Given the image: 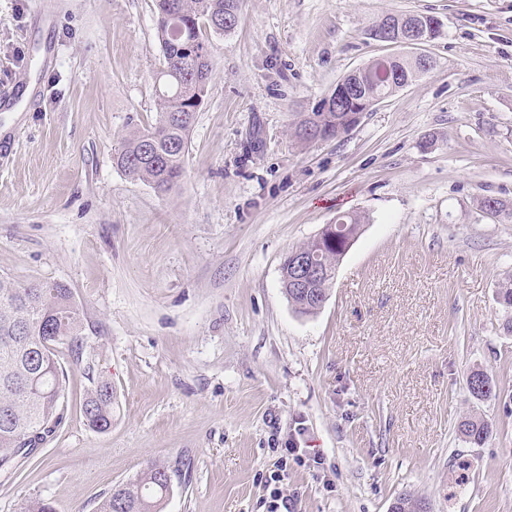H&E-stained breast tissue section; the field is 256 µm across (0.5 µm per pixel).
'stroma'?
I'll return each instance as SVG.
<instances>
[{"label": "stroma", "mask_w": 512, "mask_h": 512, "mask_svg": "<svg viewBox=\"0 0 512 512\" xmlns=\"http://www.w3.org/2000/svg\"><path fill=\"white\" fill-rule=\"evenodd\" d=\"M0 0V278L60 282L83 320L58 346L63 419L0 470V512L38 500L95 512L146 462L180 466L162 512H512V0H244L209 34L212 79L167 195L114 148L154 126L163 66L154 0ZM424 14L439 38L373 40L382 15ZM434 66L342 136L299 143L297 113L383 56ZM366 217L324 306L295 312L288 251ZM495 397L474 400L472 371ZM109 380L108 432L80 404ZM482 418L480 447L456 433ZM298 458L283 459L287 441ZM468 391L471 397L477 400L490 398L492 395L496 396V386L492 379L483 371H474L469 376ZM487 386V390L484 391L483 387ZM457 432L465 441L482 446L490 438L492 429L488 422L474 415L461 417L457 424Z\"/></svg>", "instance_id": "1"}]
</instances>
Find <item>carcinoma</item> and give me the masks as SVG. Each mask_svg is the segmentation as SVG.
Instances as JSON below:
<instances>
[{
    "mask_svg": "<svg viewBox=\"0 0 512 512\" xmlns=\"http://www.w3.org/2000/svg\"><path fill=\"white\" fill-rule=\"evenodd\" d=\"M158 40L164 65L176 70L157 92L158 118L146 129H136L122 137L115 148L114 163L125 175L148 183L156 192L176 187L184 173L183 158L193 124L181 116L203 104L212 77V61L203 48L205 24L215 18L239 15L242 0H155ZM397 31L411 22L422 23L431 39L441 35L433 28V17L421 14L388 15ZM427 68L418 59L380 57L352 71L346 81L357 87L359 97L370 111L379 101L415 80ZM351 104L334 100L328 111L301 112L292 135L300 142L334 138L347 131ZM480 207L494 212L504 224L512 223V203L486 197ZM346 235L355 238L365 217L346 214L336 218ZM319 250L323 274L314 284L328 299L340 263L336 238L324 232L296 248L298 252ZM282 288L295 311L311 315L321 308L319 301L307 298L303 290L288 280L287 266L281 267ZM82 318L73 292L63 283H41L0 279V468L11 466L22 456L21 448H36L45 435L61 422L60 401L66 389V376L50 346L66 341L72 350L82 347ZM471 397L482 400L496 394V386L483 371L469 376ZM115 404L112 384L99 380L86 392L83 414L88 428L105 433L112 428ZM457 432L465 441L482 446L490 438L488 422L474 415L460 418ZM169 467L149 461L139 473L114 486L102 499L97 512H162L170 493Z\"/></svg>",
    "mask_w": 512,
    "mask_h": 512,
    "instance_id": "cac0c4a2",
    "label": "carcinoma"
}]
</instances>
